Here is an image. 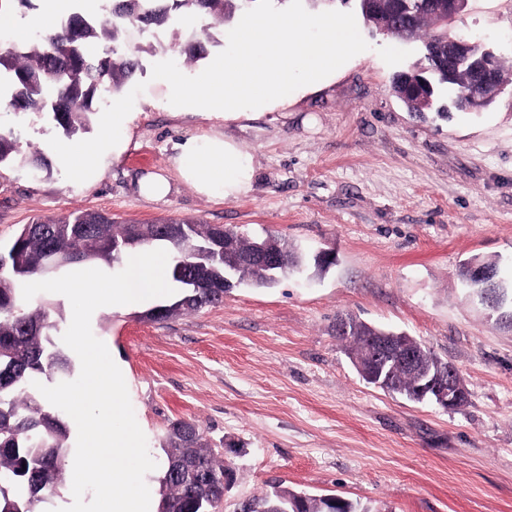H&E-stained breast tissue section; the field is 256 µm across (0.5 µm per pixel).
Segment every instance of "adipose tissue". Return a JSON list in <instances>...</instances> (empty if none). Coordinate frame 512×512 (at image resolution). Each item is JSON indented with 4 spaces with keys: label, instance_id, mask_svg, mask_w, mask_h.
I'll list each match as a JSON object with an SVG mask.
<instances>
[{
    "label": "adipose tissue",
    "instance_id": "adipose-tissue-1",
    "mask_svg": "<svg viewBox=\"0 0 512 512\" xmlns=\"http://www.w3.org/2000/svg\"><path fill=\"white\" fill-rule=\"evenodd\" d=\"M132 120V113L119 101L103 117L95 142L64 140L55 144L54 152L70 168L77 188L94 185L109 163L121 159L129 146ZM174 150L172 176L150 174L142 178L140 192L145 197H165L174 177L209 198H233L250 191L252 161L234 142L225 138L223 131L208 128L204 134L176 143Z\"/></svg>",
    "mask_w": 512,
    "mask_h": 512
}]
</instances>
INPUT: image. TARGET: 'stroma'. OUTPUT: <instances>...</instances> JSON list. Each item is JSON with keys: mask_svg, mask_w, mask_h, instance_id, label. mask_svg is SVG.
Listing matches in <instances>:
<instances>
[{"mask_svg": "<svg viewBox=\"0 0 512 512\" xmlns=\"http://www.w3.org/2000/svg\"><path fill=\"white\" fill-rule=\"evenodd\" d=\"M493 44L507 72L495 102L475 114L418 117L392 79L415 52L368 28L369 43L319 90L288 108L222 121L253 159L248 195L217 199L173 181L160 201L139 179L166 172L173 145L203 130L173 117L154 63L169 60L173 28L134 33L129 147L94 186L77 190L53 151L50 115L0 110L19 149L50 172L0 169V245L21 225L96 210L120 222L181 219L288 241L307 264L269 288L242 285L223 304L154 322L140 310L100 309L91 320L127 377L150 456L171 422H194L234 470L225 498L281 485L334 493L371 512H512V330L487 321L461 288L473 256L512 261V0H469L451 23ZM323 251L334 263L317 271ZM406 332L453 363L469 392L446 410L366 383L336 335L338 316Z\"/></svg>", "mask_w": 512, "mask_h": 512, "instance_id": "obj_1", "label": "stroma"}]
</instances>
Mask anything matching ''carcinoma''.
<instances>
[{
  "instance_id": "obj_1",
  "label": "carcinoma",
  "mask_w": 512,
  "mask_h": 512,
  "mask_svg": "<svg viewBox=\"0 0 512 512\" xmlns=\"http://www.w3.org/2000/svg\"><path fill=\"white\" fill-rule=\"evenodd\" d=\"M256 0H107L106 17L74 13L55 35L39 34L22 47L0 50V78L8 84V106L18 113L49 112L67 136L85 132L92 124V103L96 92L117 95L139 69L138 60L122 50L128 28L142 31L168 25L175 27L187 17L208 18L219 25L231 23L254 6ZM432 0H411L414 13L412 42L421 52L423 66L434 70L446 55L444 30L421 19V12ZM205 47L196 35L188 36L175 56L181 64L203 58ZM29 164L33 171L49 170L47 160L35 154L19 158L13 132H0V167L15 162ZM181 224L183 231L175 242L160 243L158 236L168 224ZM135 230L140 247L163 245L177 257L215 233L209 224L187 220L161 219L149 224H119L106 213L85 210L61 219H36L23 225L6 247L9 263L0 269V437L11 439L13 449L0 451V512H41L40 503L62 482L69 432L60 412L32 382L48 377V372L69 371V364L56 347L53 336L59 332L56 307L45 301L29 311L22 296V285L37 274L52 277L77 264L100 263L111 266L119 251L112 240ZM238 252L248 257L264 245L287 256L295 250L278 239H248L231 232ZM56 251L59 264L49 272V253ZM21 265L26 274L14 273ZM196 287L187 288L181 298L147 311L152 321H166L224 301V265L218 259L189 257L184 266ZM239 284L270 287L259 270L246 266L238 271ZM350 332L339 335L355 353L369 345L372 329L350 317ZM393 383L400 395L412 394L410 373L395 369ZM164 463L161 512H208L222 493L229 465L205 443L191 421L173 422L162 447ZM302 492L275 487L252 497L254 512H277L298 500ZM305 512H371L369 507L348 499L333 506L322 496L306 495Z\"/></svg>"
}]
</instances>
